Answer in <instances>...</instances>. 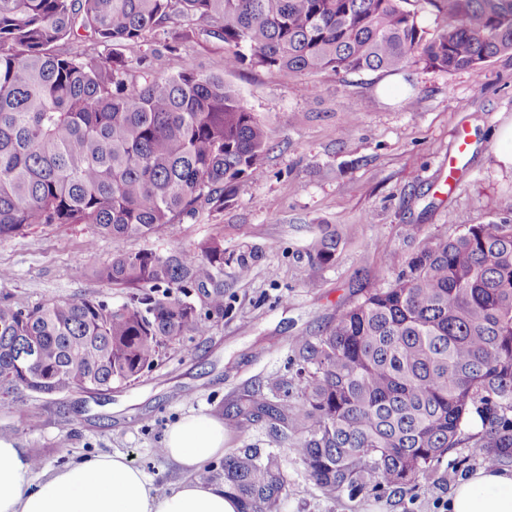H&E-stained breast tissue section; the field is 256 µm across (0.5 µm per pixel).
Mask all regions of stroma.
I'll return each mask as SVG.
<instances>
[{
    "label": "stroma",
    "mask_w": 512,
    "mask_h": 512,
    "mask_svg": "<svg viewBox=\"0 0 512 512\" xmlns=\"http://www.w3.org/2000/svg\"><path fill=\"white\" fill-rule=\"evenodd\" d=\"M202 30L178 18L122 53L161 71L175 50L186 49L200 72L223 76L269 130L262 174L243 182L224 209L202 208L124 248L164 254L223 236L224 312L210 315L207 335L166 347L152 370L109 395L0 397V437L39 456L42 472L119 452L169 492L183 474L157 449L167 427L191 411L224 419L225 450L270 447L264 424L239 430L224 415L277 377L287 378L289 399L298 398L294 337L334 324L357 289L386 287L380 272L387 261L402 270L431 239L467 224L512 222V170L498 162L495 140L512 122V53L450 73L414 59L398 72L297 76L247 64L225 69L224 44ZM463 133L469 146L462 153ZM452 157L462 178L451 193ZM325 228L336 232V259L319 267L308 250ZM114 251L89 224L36 225L0 239V270L10 273L0 280V298L25 308L85 296L120 305L125 290L90 274ZM243 257L250 265L244 278L237 274ZM481 465L479 449L458 448L415 488L352 499L321 489L288 453L281 512H438L457 480Z\"/></svg>",
    "instance_id": "obj_1"
}]
</instances>
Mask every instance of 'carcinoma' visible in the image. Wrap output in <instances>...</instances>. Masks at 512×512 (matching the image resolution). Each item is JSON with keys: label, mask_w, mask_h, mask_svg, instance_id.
Segmentation results:
<instances>
[{"label": "carcinoma", "mask_w": 512, "mask_h": 512, "mask_svg": "<svg viewBox=\"0 0 512 512\" xmlns=\"http://www.w3.org/2000/svg\"><path fill=\"white\" fill-rule=\"evenodd\" d=\"M425 15L444 21L431 38ZM174 16L232 48L229 70L248 60L338 75L417 58L453 72L512 52V0H0V239L34 224H91L116 245L92 275L131 289L117 307L0 298V393L110 391L152 369L165 346L207 335L189 289L224 312L223 238L167 254L121 248L202 206L224 209L259 178L268 146L267 127L189 54L139 76L142 62L114 51ZM81 29L106 53L57 51ZM336 248L327 233L309 258L328 265ZM25 342L40 352L37 374L15 366ZM292 352L300 399L258 390L233 411L239 428L266 422L276 447L239 448L222 477L200 474L224 483L240 512H280L292 439L308 477L350 498L413 487L454 448H479L489 465L511 459L512 224L430 241L325 332L294 338Z\"/></svg>", "instance_id": "1"}]
</instances>
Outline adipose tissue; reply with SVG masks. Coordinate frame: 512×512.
Masks as SVG:
<instances>
[{
	"label": "adipose tissue",
	"mask_w": 512,
	"mask_h": 512,
	"mask_svg": "<svg viewBox=\"0 0 512 512\" xmlns=\"http://www.w3.org/2000/svg\"><path fill=\"white\" fill-rule=\"evenodd\" d=\"M224 453V423L189 413L164 437V456L184 474L169 493L119 453L81 459L38 477L31 458L10 438H0V512H239L223 484L199 477L203 466ZM447 512H512V470L483 466L460 478Z\"/></svg>",
	"instance_id": "obj_1"
}]
</instances>
